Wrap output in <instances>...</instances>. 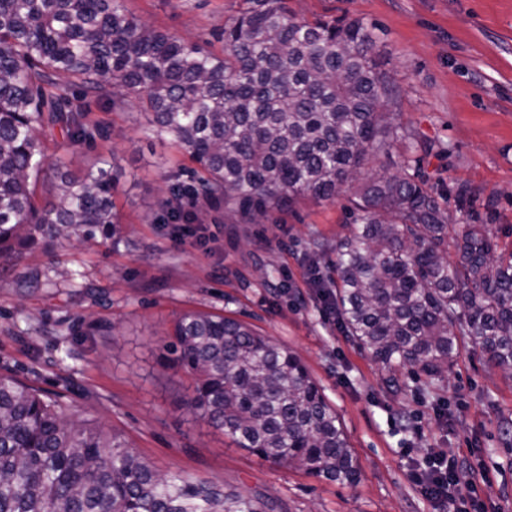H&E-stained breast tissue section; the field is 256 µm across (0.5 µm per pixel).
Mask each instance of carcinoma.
<instances>
[{
	"mask_svg": "<svg viewBox=\"0 0 512 512\" xmlns=\"http://www.w3.org/2000/svg\"><path fill=\"white\" fill-rule=\"evenodd\" d=\"M243 2L216 52L141 21L124 0H0V255L118 233L119 158L76 176L48 154L59 136H103L59 93L63 76L85 95L131 97L153 136L197 164L164 173L162 223L197 220L221 201L254 223L299 196L344 198L352 224L336 244H317L334 255L328 272L314 258L310 268L345 336L428 387L448 380L466 341L512 375V245L471 223L473 187H456L450 212L421 168L447 148L393 127L396 92L376 64V27L299 19L290 0ZM397 139L423 157L397 174L377 171ZM165 348L192 378L187 409L236 447L325 480H358L336 411L287 348L195 312L176 319ZM0 512L283 510L270 497L161 474L100 423L0 375Z\"/></svg>",
	"mask_w": 512,
	"mask_h": 512,
	"instance_id": "carcinoma-1",
	"label": "carcinoma"
}]
</instances>
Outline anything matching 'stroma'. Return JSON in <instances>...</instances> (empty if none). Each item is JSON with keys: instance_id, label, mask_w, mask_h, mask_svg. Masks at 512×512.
Wrapping results in <instances>:
<instances>
[{"instance_id": "35a3bbf8", "label": "stroma", "mask_w": 512, "mask_h": 512, "mask_svg": "<svg viewBox=\"0 0 512 512\" xmlns=\"http://www.w3.org/2000/svg\"><path fill=\"white\" fill-rule=\"evenodd\" d=\"M298 17L358 18L377 25L378 63L398 92L393 125L448 148L424 163L453 191L478 190L473 211L498 241L512 244V0H294ZM127 10L171 35L218 45L240 0H125ZM73 107L108 130L106 139L60 147L71 172L118 155L134 171L116 197L119 240L75 236L0 258V375L58 397L70 413L102 423L162 473L278 499L287 512H443L409 479L436 448L479 457L494 473L481 495L512 512V377L463 350L447 382L425 387L386 369L323 313L309 272L314 241L336 242L350 221L343 201L305 197L243 224L223 205L202 223L222 225L223 246L181 244L158 223L161 162L189 165L161 144L129 105L77 90ZM34 274L31 288L18 278ZM189 311L227 316L295 352L336 410L359 466L348 485L275 465L231 445L183 404L189 378L163 349ZM419 424L420 433L402 418Z\"/></svg>"}]
</instances>
